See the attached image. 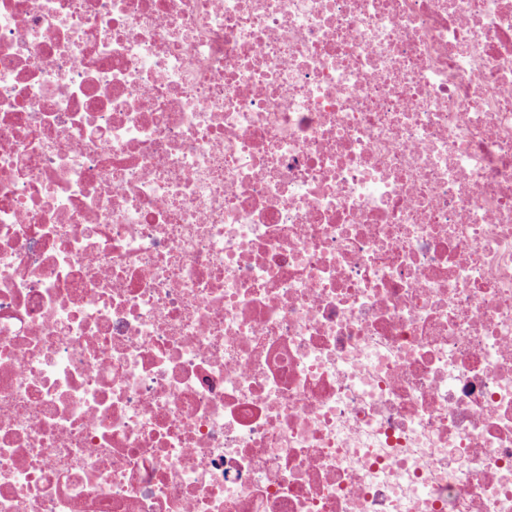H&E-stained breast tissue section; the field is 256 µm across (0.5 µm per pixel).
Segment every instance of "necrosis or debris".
Listing matches in <instances>:
<instances>
[{"label":"necrosis or debris","instance_id":"necrosis-or-debris-1","mask_svg":"<svg viewBox=\"0 0 512 512\" xmlns=\"http://www.w3.org/2000/svg\"><path fill=\"white\" fill-rule=\"evenodd\" d=\"M0 512H512V0H0Z\"/></svg>","mask_w":512,"mask_h":512}]
</instances>
